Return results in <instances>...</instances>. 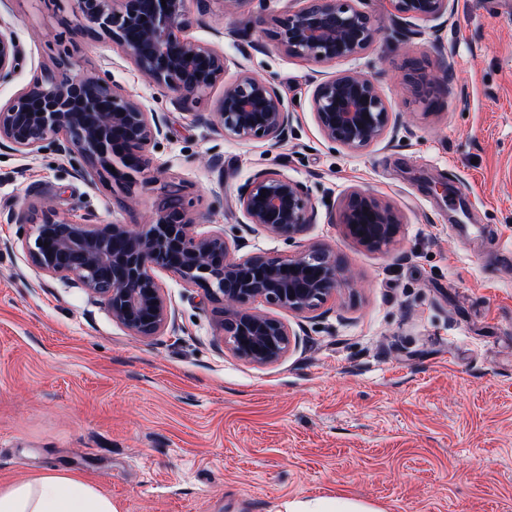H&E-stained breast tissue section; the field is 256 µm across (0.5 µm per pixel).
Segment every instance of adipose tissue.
Returning a JSON list of instances; mask_svg holds the SVG:
<instances>
[{
	"mask_svg": "<svg viewBox=\"0 0 512 512\" xmlns=\"http://www.w3.org/2000/svg\"><path fill=\"white\" fill-rule=\"evenodd\" d=\"M0 512H117V508L94 485L48 470L0 486Z\"/></svg>",
	"mask_w": 512,
	"mask_h": 512,
	"instance_id": "1",
	"label": "adipose tissue"
}]
</instances>
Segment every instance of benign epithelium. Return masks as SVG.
Instances as JSON below:
<instances>
[{
    "label": "benign epithelium",
    "mask_w": 512,
    "mask_h": 512,
    "mask_svg": "<svg viewBox=\"0 0 512 512\" xmlns=\"http://www.w3.org/2000/svg\"><path fill=\"white\" fill-rule=\"evenodd\" d=\"M208 2L69 0L83 36L118 46L153 85L173 95L180 109L224 77V55L183 35L191 4L202 10ZM454 3L388 0L395 14L421 20L452 15ZM268 35L290 56L332 62L370 47L379 29L352 0H304L303 7L275 18ZM19 55L14 31L0 21V82L12 77ZM405 82L419 99L434 92V84L417 69ZM311 106L323 139L350 152L371 147L391 126V113L375 83L357 72L318 82ZM196 120L226 137L276 143L287 135L292 113L275 85L243 72L224 86L214 111ZM163 135L157 113L106 78L71 74L66 61L0 105V146L30 154L55 142L60 152L83 160L80 176L108 185L132 184L137 175L159 182L151 148ZM237 206L245 223L287 242L302 236L317 216L308 189L274 168L256 171L240 186ZM19 223L30 226L23 243L28 264L81 286L131 334L150 338L174 325L155 277V271L163 270L216 304L224 346L256 366L281 361L296 339L288 323L257 311L254 304L311 313L347 284L336 253L327 248L288 256H235L224 231L196 232V218L167 190L147 224L76 223L49 206L27 208ZM341 224L361 245L380 249L393 241L402 221L393 206L354 189L344 198Z\"/></svg>",
    "instance_id": "1"
}]
</instances>
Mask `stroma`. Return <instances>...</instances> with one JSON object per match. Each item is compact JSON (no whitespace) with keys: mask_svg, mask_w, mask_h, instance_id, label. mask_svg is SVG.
Listing matches in <instances>:
<instances>
[{"mask_svg":"<svg viewBox=\"0 0 512 512\" xmlns=\"http://www.w3.org/2000/svg\"><path fill=\"white\" fill-rule=\"evenodd\" d=\"M377 41L330 63L288 56L272 19L301 0H212L192 40L223 52L222 83L240 72L271 80L294 121L271 145L194 121L111 41L76 28L66 0H0L19 68L7 102L68 59L158 113L161 184L130 189L78 175L54 147H0V485L54 468L80 475L119 512H284L293 500L346 495L377 512H512V0H457L449 19L401 20L385 0H354ZM424 66L429 100L404 77ZM371 78L397 132L352 153L328 144L311 109L317 79ZM275 167L307 186L318 215L287 242L243 223L239 187ZM441 182L446 192L433 193ZM179 192L197 232L224 231L240 254L327 247L352 289L317 312L272 309L298 335L267 366L236 359L217 337L200 290L157 274L175 325L143 339L113 322L77 285L31 267L17 217L47 203L77 223H149L161 185ZM363 187L402 227L367 249L334 220ZM130 199L133 210L121 202Z\"/></svg>","mask_w":512,"mask_h":512,"instance_id":"stroma-1","label":"stroma"}]
</instances>
